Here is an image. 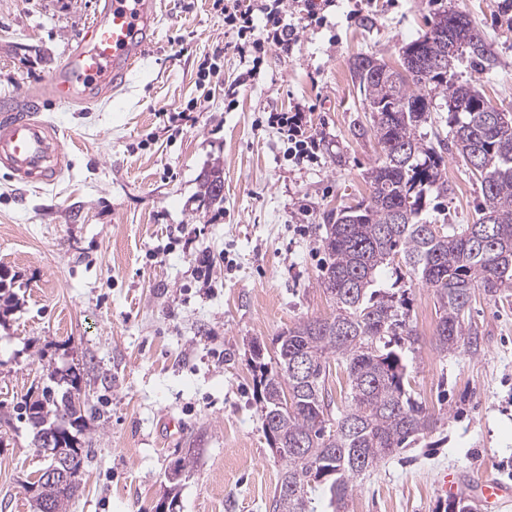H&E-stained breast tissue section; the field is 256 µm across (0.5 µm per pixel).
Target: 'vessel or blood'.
Returning a JSON list of instances; mask_svg holds the SVG:
<instances>
[{
	"label": "vessel or blood",
	"mask_w": 512,
	"mask_h": 512,
	"mask_svg": "<svg viewBox=\"0 0 512 512\" xmlns=\"http://www.w3.org/2000/svg\"><path fill=\"white\" fill-rule=\"evenodd\" d=\"M162 0H103L93 23L72 44L49 79L62 105L92 103L121 90L158 35ZM36 98L0 108V167L29 184L55 183L67 161L61 131L42 120ZM481 512L512 502V483L489 477L479 485Z\"/></svg>",
	"instance_id": "vessel-or-blood-1"
}]
</instances>
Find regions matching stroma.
<instances>
[{
	"instance_id": "35a3bbf8",
	"label": "stroma",
	"mask_w": 512,
	"mask_h": 512,
	"mask_svg": "<svg viewBox=\"0 0 512 512\" xmlns=\"http://www.w3.org/2000/svg\"><path fill=\"white\" fill-rule=\"evenodd\" d=\"M100 0H0V99L39 98L66 134L57 185H24L0 169V512H32L25 481L44 461L15 408L48 375L80 365L89 412L82 486L67 512H158L174 461L194 451L178 512H268L283 463L254 397L251 340L275 339L330 314L318 285L326 224L368 196L381 154L352 76L372 55L397 65L435 16L466 14L496 64L459 72L512 112V21L498 0H340L292 50L259 57L229 47L213 0H163L158 38L128 86L61 107L48 78ZM215 72L200 80L204 61ZM304 109L320 150L288 158L269 112ZM450 222L473 223L479 182L445 152ZM220 174L221 199L203 182ZM418 336L409 355L416 399L445 423L378 466L347 512H446L453 471L478 487L512 483V296L476 294L477 353L441 355L436 298L411 291Z\"/></svg>"
}]
</instances>
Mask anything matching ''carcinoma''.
<instances>
[{
    "mask_svg": "<svg viewBox=\"0 0 512 512\" xmlns=\"http://www.w3.org/2000/svg\"><path fill=\"white\" fill-rule=\"evenodd\" d=\"M428 54L447 57L448 72H427L407 84L386 63L361 56L353 75L364 102L378 110L374 133L381 155L367 172L370 194L336 211L326 225L328 255L318 284L332 299V312L307 319L277 336L275 370L264 362L261 343L251 342L254 394L284 462L269 512H317L316 500L346 512L359 480L437 429L441 418L412 396L408 353L417 336L410 327L407 290L380 279L394 270L433 291L439 317L436 349L474 354L479 333L469 322L475 291L495 299L512 290V125L498 123L499 108L459 80L456 62L466 57L481 69L495 64L486 38L471 35L457 54L448 40L422 35L401 48V65L413 71ZM448 112L451 142L426 139L432 93ZM454 148L479 181L482 202L472 224H450L444 150ZM440 224L434 234L428 225ZM345 375L346 404L333 410L329 378ZM52 385L16 407L18 418L36 427L43 407L72 417L62 450L84 462L79 435L85 429L74 397L81 373L50 375ZM82 469L70 475L55 512L81 486Z\"/></svg>",
    "mask_w": 512,
    "mask_h": 512,
    "instance_id": "obj_1",
    "label": "carcinoma"
}]
</instances>
